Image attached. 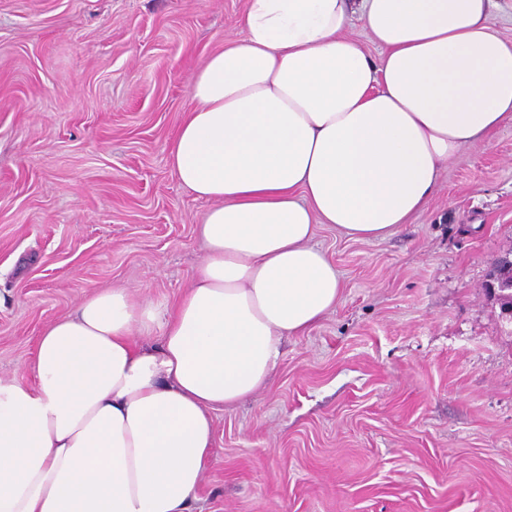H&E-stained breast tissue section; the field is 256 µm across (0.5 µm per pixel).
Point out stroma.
Returning <instances> with one entry per match:
<instances>
[{
	"instance_id": "1",
	"label": "stroma",
	"mask_w": 512,
	"mask_h": 512,
	"mask_svg": "<svg viewBox=\"0 0 512 512\" xmlns=\"http://www.w3.org/2000/svg\"><path fill=\"white\" fill-rule=\"evenodd\" d=\"M246 0H0V377L93 290L164 305L204 257L206 201L166 147ZM315 241L342 295L269 386L213 413L194 512H512V121L376 241ZM501 267L512 268V254L506 253L502 256L492 274H488L485 288H489L495 297L512 298V279L502 276L498 269ZM512 303V299L510 300Z\"/></svg>"
}]
</instances>
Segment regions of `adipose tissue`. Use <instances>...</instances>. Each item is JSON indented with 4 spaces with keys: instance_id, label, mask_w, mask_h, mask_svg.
I'll list each match as a JSON object with an SVG mask.
<instances>
[{
    "instance_id": "1",
    "label": "adipose tissue",
    "mask_w": 512,
    "mask_h": 512,
    "mask_svg": "<svg viewBox=\"0 0 512 512\" xmlns=\"http://www.w3.org/2000/svg\"><path fill=\"white\" fill-rule=\"evenodd\" d=\"M495 0H247L167 149L209 207L191 288H101L42 331L35 384L0 377V512H190L211 413L263 391L284 337L338 303L327 224L381 240L443 167L512 120ZM359 25L379 50L349 37ZM159 333L157 347L143 338Z\"/></svg>"
}]
</instances>
